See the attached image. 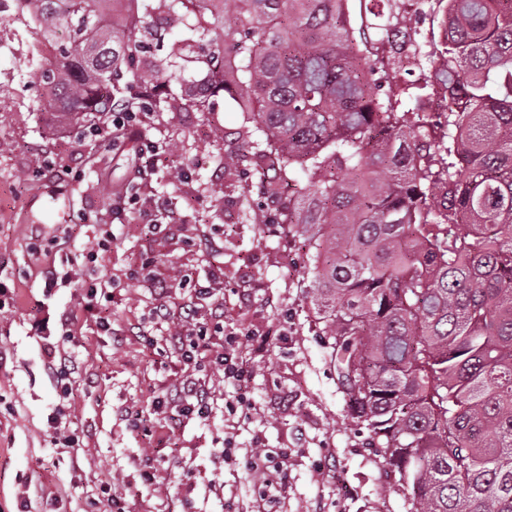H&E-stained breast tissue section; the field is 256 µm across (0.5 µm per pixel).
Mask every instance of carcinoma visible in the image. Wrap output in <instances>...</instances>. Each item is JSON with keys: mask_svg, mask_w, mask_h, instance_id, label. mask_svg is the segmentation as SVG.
Segmentation results:
<instances>
[{"mask_svg": "<svg viewBox=\"0 0 512 512\" xmlns=\"http://www.w3.org/2000/svg\"><path fill=\"white\" fill-rule=\"evenodd\" d=\"M436 51L347 0H0L40 34V111L91 134L134 112L246 113L224 172L288 194L316 324L351 419L411 512H512V0H438ZM185 29L151 51L162 31ZM417 61L411 83L387 70ZM203 63L206 75L182 74ZM455 103L441 127L402 109Z\"/></svg>", "mask_w": 512, "mask_h": 512, "instance_id": "cac0c4a2", "label": "carcinoma"}]
</instances>
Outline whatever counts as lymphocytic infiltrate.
<instances>
[{"label":"lymphocytic infiltrate","mask_w":512,"mask_h":512,"mask_svg":"<svg viewBox=\"0 0 512 512\" xmlns=\"http://www.w3.org/2000/svg\"><path fill=\"white\" fill-rule=\"evenodd\" d=\"M154 118L144 112L129 111L124 102L112 104L111 112L101 120L96 135L105 146L118 150L131 141H138L139 155L133 164L128 178V188L116 191L112 198L109 219L92 225L93 239L97 243L109 242L113 236L112 227L129 221L132 214H139L147 234L157 235L163 223H179V216L167 208L161 200L144 195L142 188L151 180L163 156L166 146L155 145L144 134ZM46 290L79 286L83 292V313L93 317L97 329L111 332L112 324L101 317L103 304L112 300V283L108 280L89 278L86 265H56L47 263L40 271ZM154 317L161 322H169V333L165 344L172 349L178 363L187 369L188 374L179 385L163 391L154 401L158 413L175 411L177 416L192 419H207L216 399L206 382L193 377L192 369L207 364L210 371L221 375L225 384L237 387L247 381L252 367L248 352L262 353L268 346L266 337H257L241 326L225 327L216 310L194 301L182 305L178 312H171L166 304L156 305ZM78 316L63 313L54 317H36L32 328L36 335L46 338L45 353L47 368L57 380H65L74 371L71 355L65 346L73 339V329ZM241 463L247 473H256L260 481L254 490L255 512H269V506L278 493L288 485V455L283 451L255 447L246 451Z\"/></svg>","instance_id":"obj_1"}]
</instances>
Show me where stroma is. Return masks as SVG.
Segmentation results:
<instances>
[{
    "label": "stroma",
    "mask_w": 512,
    "mask_h": 512,
    "mask_svg": "<svg viewBox=\"0 0 512 512\" xmlns=\"http://www.w3.org/2000/svg\"><path fill=\"white\" fill-rule=\"evenodd\" d=\"M36 35L0 20V139L11 144L0 153V277L14 290L13 303L0 314V512H16L21 498L30 512H110L99 496L111 484L124 496L130 512H227L233 500L240 512L252 506L253 477L240 464L221 457L224 436L239 447L261 438L266 447L288 448L285 512H410L411 500L382 458L370 446L367 429L352 422L328 337L309 316L304 281L305 255L284 224H256L254 209L279 215L280 200L262 193L255 176L225 174L218 159L237 149L236 131L243 115L220 100L210 112H163L147 137L170 143L165 167L154 178L156 195L178 211L183 229L160 241L139 231L137 222L115 226L111 248L98 275L114 279L112 302L102 314L117 340L90 329L77 331L68 350L80 364L69 380L71 427L79 447L59 452L46 435L47 419L59 404L60 388L44 368V340L31 328L34 314L78 310L79 288L45 292L39 270L46 263L83 256L89 246L85 224L96 222L125 183L135 158V143L109 151L78 129L52 131L39 112V85L30 63ZM225 133L213 140L211 126ZM187 171L188 181L173 179ZM67 231V242L49 244L55 228ZM216 230L217 249L188 250L184 230ZM153 256L160 270L177 268L205 282L213 269L224 273L225 321L240 322L271 339L256 357L246 393L254 410L242 419L225 413L223 400L233 390L221 377L207 381L218 400L207 421L174 423L155 414L152 401L177 385L183 375L176 360L160 357L147 342L167 326L145 323L155 303L153 286L129 280L128 268ZM288 314L280 332L279 314ZM144 325V336L130 329ZM141 412L144 431L128 427L125 411ZM154 457V484H143L139 465ZM55 492L45 500V492Z\"/></svg>",
    "instance_id": "stroma-1"
}]
</instances>
